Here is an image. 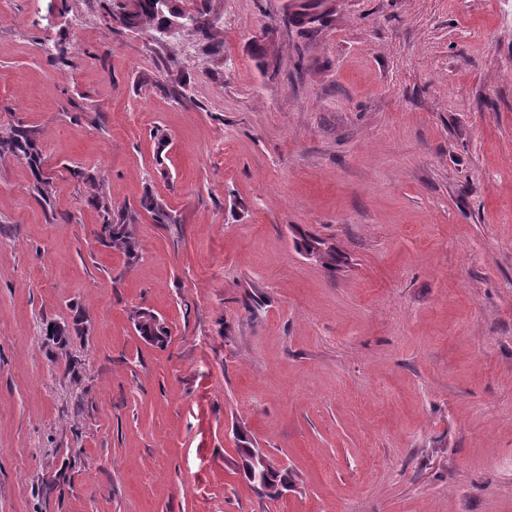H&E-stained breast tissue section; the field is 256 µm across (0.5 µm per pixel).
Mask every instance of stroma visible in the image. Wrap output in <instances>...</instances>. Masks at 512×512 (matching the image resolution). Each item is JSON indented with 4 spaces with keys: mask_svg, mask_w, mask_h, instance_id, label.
Returning <instances> with one entry per match:
<instances>
[{
    "mask_svg": "<svg viewBox=\"0 0 512 512\" xmlns=\"http://www.w3.org/2000/svg\"><path fill=\"white\" fill-rule=\"evenodd\" d=\"M330 2L172 0L212 25L159 42L10 0L0 126L41 167L0 156V512H512V0ZM4 154L24 159L33 169L39 170L41 157L36 132L19 124L0 128V156ZM95 206L102 211L104 243L111 248L122 252L128 261L134 262L139 259V243L136 238L133 226L134 218L129 215L112 221V205L105 198L102 192L93 196ZM252 449L255 448H238L237 455L238 459L234 460V467L236 471H238L241 475H243L247 481L252 485L255 493L260 498H268L270 500L278 499L280 496L278 495V491H275L274 493L266 492L264 495H262L258 489L254 486V484L248 479L249 472L252 470V468L256 469V462L257 459L254 457Z\"/></svg>",
    "mask_w": 512,
    "mask_h": 512,
    "instance_id": "35a3bbf8",
    "label": "stroma"
}]
</instances>
